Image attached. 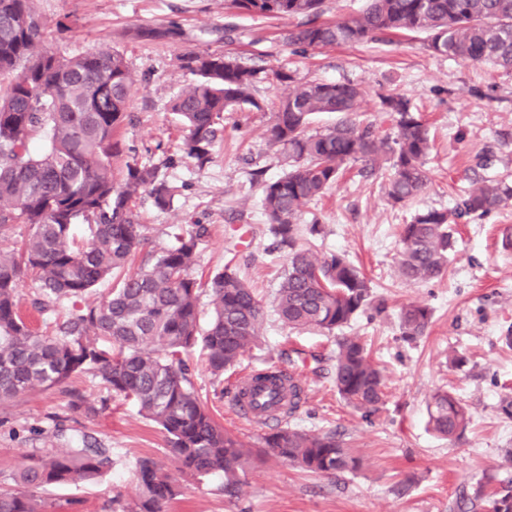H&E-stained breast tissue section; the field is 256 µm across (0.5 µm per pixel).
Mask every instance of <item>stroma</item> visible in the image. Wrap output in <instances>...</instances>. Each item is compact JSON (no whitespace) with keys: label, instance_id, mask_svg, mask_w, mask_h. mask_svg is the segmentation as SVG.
Returning a JSON list of instances; mask_svg holds the SVG:
<instances>
[{"label":"stroma","instance_id":"1","mask_svg":"<svg viewBox=\"0 0 512 512\" xmlns=\"http://www.w3.org/2000/svg\"><path fill=\"white\" fill-rule=\"evenodd\" d=\"M34 6L48 24L66 16L76 21L71 32L50 39L55 50L78 55L110 48L124 55L137 86L129 103L133 121L120 138L136 147L140 164H160L163 150L180 141L170 105L193 80L182 65L190 53L229 52L246 66L281 69L300 83H358L365 95L355 118L373 124L382 137L394 128L380 99L401 94L435 136L426 159L432 181L408 205L388 201L390 170L383 166L330 189L302 218L306 225L318 221L322 232L302 235L300 244L346 253L371 281L373 306L341 332L367 337L384 370V401L367 416L347 406L334 387L337 335L289 328L274 310L284 260L274 250L261 203L264 183L288 169L287 158L269 140L272 104L287 86L260 80L254 91L260 109L225 113L209 163L166 170L174 189L168 207L156 208L147 198L137 202L145 243L127 273L168 248L176 234L204 224L208 233L198 248L197 271L231 269L263 301L261 340L238 367L217 378L199 353L187 359L195 390L225 430L251 447L275 432V425L237 416L233 383L240 371L284 365L303 388L289 425L310 434L336 433L361 460L356 472L328 477L269 457L249 466L230 493L218 475L183 482L166 512H449L461 486L496 472L504 449L512 448V420L498 409L502 385L512 381V348L503 342L512 326V249L502 246L512 235V205L462 220L446 273L427 282L400 276L398 232L417 211L453 207L476 180L512 175V143L504 141L512 136V72L431 56L420 33L393 44L369 41L295 53L284 41L294 19L234 12L224 0H34ZM228 23L235 28L229 42ZM411 303L432 311L426 335L414 342L403 339L398 319L401 307ZM457 353L466 358L463 366L451 362ZM439 388L456 392L472 414L460 441L428 428V401ZM78 398L85 406L77 410L72 402ZM58 427L65 438H54ZM85 434L111 449L112 470L95 481L41 490L48 512H129L139 458L153 457L168 473L176 471L164 431L133 402L83 374L0 407V484L11 485L32 454L70 447Z\"/></svg>","mask_w":512,"mask_h":512}]
</instances>
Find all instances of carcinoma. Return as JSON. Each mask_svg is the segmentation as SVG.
Instances as JSON below:
<instances>
[{
  "label": "carcinoma",
  "instance_id": "carcinoma-1",
  "mask_svg": "<svg viewBox=\"0 0 512 512\" xmlns=\"http://www.w3.org/2000/svg\"><path fill=\"white\" fill-rule=\"evenodd\" d=\"M34 0H0V230L26 224L27 236L0 247V405L34 389H50L74 375L90 373L106 389L133 400L140 412L170 437L181 475L201 478L220 473L232 490L255 459L272 456L306 471L340 475L358 470L334 433L309 434L285 427L250 448L226 432L191 387L183 355L199 347L215 376L235 365L255 345L264 321L253 290L234 273L208 279L194 275L199 244L207 227L195 224L176 237L139 272L127 275L109 296L83 307L102 281L123 268L142 244L136 199L145 194L155 207L173 192L156 165L126 164L122 182L114 160L126 152L117 137L129 117L136 79L116 50L72 57L44 47L47 23ZM238 12L266 18L302 19L285 41L305 54L330 46L369 40L390 42L426 34L433 55L512 71V0H367L357 14L324 19V0H227ZM183 66L196 76L173 100L170 110L183 126L176 151L162 160L175 167L185 160L204 165L223 130L224 113L261 109L252 96L259 72L230 53L188 54ZM363 91L351 81L300 83L274 112L270 141L288 152V171L264 184L262 207L278 249L287 251L277 289L276 311L292 328L329 332L349 324L371 302L370 281L345 255H320L298 245L305 208L322 197L361 161L390 168L388 200L404 206L431 182L425 168L433 138L408 99L382 98L393 123L392 138L352 118ZM319 112H335L336 124L309 129ZM44 133L47 148L30 151ZM512 201V183L485 178L474 183L451 210L427 209L401 225L399 273L409 282L441 276L454 252V225L465 215L479 217ZM91 226L87 245L71 236L78 220ZM31 275L37 288L33 307L47 313L72 303L61 319L32 328L18 308V284ZM210 292L211 316L201 328L198 302ZM431 310L406 305L402 334H426ZM334 384L349 405L371 412L383 397L382 371L357 336L336 337ZM256 378L275 393L270 407L288 414L300 407L302 389L286 370H259ZM428 424L451 440L464 432L470 416L450 392L437 390L428 404ZM112 469V451L84 435L73 448L41 455L24 465L15 487H0V512H46L38 490L100 478ZM138 496L133 512H163L177 495L175 481L152 457L136 466ZM457 512H512V476L489 474L456 501Z\"/></svg>",
  "mask_w": 512,
  "mask_h": 512
}]
</instances>
